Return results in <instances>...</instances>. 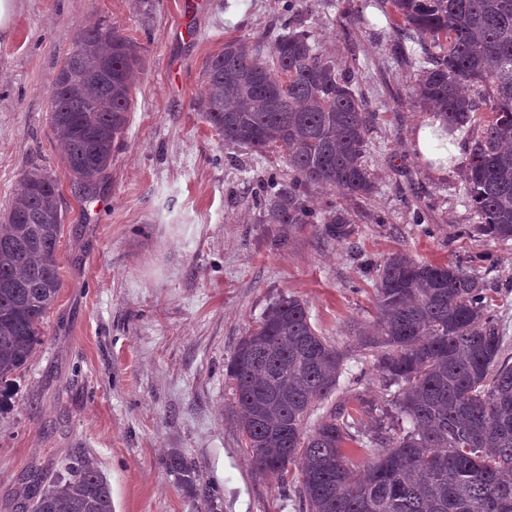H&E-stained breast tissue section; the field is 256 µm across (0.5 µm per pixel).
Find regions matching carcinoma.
Listing matches in <instances>:
<instances>
[{
    "mask_svg": "<svg viewBox=\"0 0 512 512\" xmlns=\"http://www.w3.org/2000/svg\"><path fill=\"white\" fill-rule=\"evenodd\" d=\"M393 28L422 50L409 98L431 105L444 133L481 127L465 164L463 189L476 232L512 240V0H383ZM135 42L112 27L78 33L49 87L51 129L65 146V173L93 191L128 123ZM202 119L224 141L257 153L278 150L292 173L262 183L265 223L321 224L338 241L352 234L347 213L312 212L308 184L372 195L365 157L369 116L352 74H339L306 31L274 37L271 61L245 38L224 42L203 67ZM64 211L59 180L27 171L0 224V384L21 371L42 343L43 321L62 288L57 247ZM417 261L404 252L374 265L377 326L359 354L338 350L311 323L308 304L272 303L240 338L225 365L241 443L255 470L284 480L298 473L306 512H512V364L503 329L475 273ZM373 361L397 424L372 416V401L312 407L336 392L345 360ZM371 424L363 430V417ZM373 451L362 467L345 448ZM166 468L182 485L197 467L173 451ZM22 512H113L106 478L72 454L23 479Z\"/></svg>",
    "mask_w": 512,
    "mask_h": 512,
    "instance_id": "carcinoma-1",
    "label": "carcinoma"
}]
</instances>
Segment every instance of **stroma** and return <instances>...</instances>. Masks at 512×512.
I'll return each mask as SVG.
<instances>
[{
    "label": "stroma",
    "instance_id": "stroma-1",
    "mask_svg": "<svg viewBox=\"0 0 512 512\" xmlns=\"http://www.w3.org/2000/svg\"><path fill=\"white\" fill-rule=\"evenodd\" d=\"M285 0H16L0 38V218L22 175L60 178L61 291L43 342L0 402V512L22 479L78 452L112 488L113 512H301L296 481L256 473L240 442L224 362L266 308L292 295L320 335L358 347L376 309L369 263L403 249L445 264L492 252L480 276L512 357V243L477 235L464 160L415 147L433 116L407 91L417 64L394 51L379 0H305L298 21L338 72H354L371 114L366 164L375 191L305 189L319 211H348V240L320 225L267 224L258 179L287 178L275 152L226 143L200 116L206 58L244 37L270 56ZM116 27L140 48L129 123L96 191L64 176L49 119L54 72L84 29ZM197 465L195 488L164 460Z\"/></svg>",
    "mask_w": 512,
    "mask_h": 512
}]
</instances>
